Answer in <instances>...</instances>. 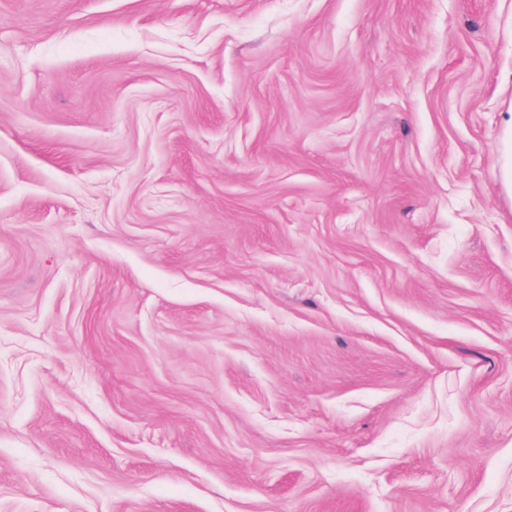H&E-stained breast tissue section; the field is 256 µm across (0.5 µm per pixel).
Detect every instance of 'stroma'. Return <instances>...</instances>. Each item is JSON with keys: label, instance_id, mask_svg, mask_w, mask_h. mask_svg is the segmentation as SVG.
<instances>
[{"label": "stroma", "instance_id": "35a3bbf8", "mask_svg": "<svg viewBox=\"0 0 512 512\" xmlns=\"http://www.w3.org/2000/svg\"><path fill=\"white\" fill-rule=\"evenodd\" d=\"M512 0H0V512H512ZM502 143L501 170L503 183L507 190L512 188V109L502 114L500 127Z\"/></svg>", "mask_w": 512, "mask_h": 512}]
</instances>
